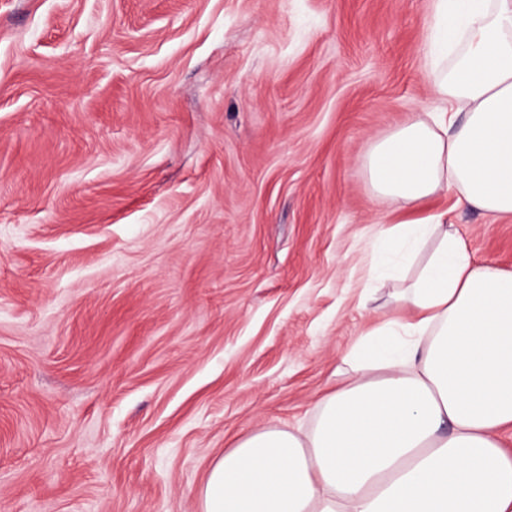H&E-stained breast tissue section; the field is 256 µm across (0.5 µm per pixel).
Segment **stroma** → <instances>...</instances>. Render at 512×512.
Returning a JSON list of instances; mask_svg holds the SVG:
<instances>
[{
    "label": "stroma",
    "instance_id": "stroma-1",
    "mask_svg": "<svg viewBox=\"0 0 512 512\" xmlns=\"http://www.w3.org/2000/svg\"><path fill=\"white\" fill-rule=\"evenodd\" d=\"M428 3L0 0V512H199L237 439L312 426L404 315L363 159L434 105Z\"/></svg>",
    "mask_w": 512,
    "mask_h": 512
}]
</instances>
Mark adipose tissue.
Returning <instances> with one entry per match:
<instances>
[{"label":"adipose tissue","instance_id":"adipose-tissue-1","mask_svg":"<svg viewBox=\"0 0 512 512\" xmlns=\"http://www.w3.org/2000/svg\"><path fill=\"white\" fill-rule=\"evenodd\" d=\"M423 69L435 107L373 143L378 198L408 209L455 190L512 216V0H430ZM370 277L435 247L363 333L354 378L305 431L255 430L208 468L201 512H512V272L477 262L441 211L382 230Z\"/></svg>","mask_w":512,"mask_h":512}]
</instances>
